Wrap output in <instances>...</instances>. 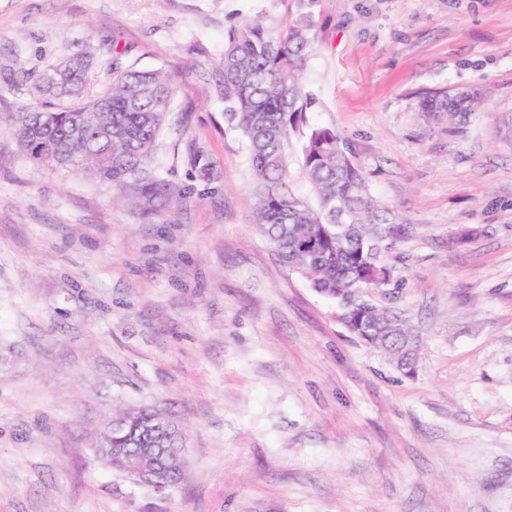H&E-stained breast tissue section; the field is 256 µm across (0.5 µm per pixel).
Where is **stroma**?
<instances>
[{
	"instance_id": "35a3bbf8",
	"label": "stroma",
	"mask_w": 512,
	"mask_h": 512,
	"mask_svg": "<svg viewBox=\"0 0 512 512\" xmlns=\"http://www.w3.org/2000/svg\"><path fill=\"white\" fill-rule=\"evenodd\" d=\"M300 0H0V113L46 66L108 43L161 69L154 169L192 194L144 219L84 173L31 162L0 122V512H512V0H315L311 124L347 143L391 229L373 294L413 376L350 335L251 222L224 123L226 34ZM428 91L475 99L433 120ZM185 432L180 484L94 460L114 409Z\"/></svg>"
}]
</instances>
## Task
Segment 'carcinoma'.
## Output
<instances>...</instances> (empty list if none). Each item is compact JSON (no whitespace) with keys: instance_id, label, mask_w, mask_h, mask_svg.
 <instances>
[{"instance_id":"cac0c4a2","label":"carcinoma","mask_w":512,"mask_h":512,"mask_svg":"<svg viewBox=\"0 0 512 512\" xmlns=\"http://www.w3.org/2000/svg\"><path fill=\"white\" fill-rule=\"evenodd\" d=\"M313 42L310 12L271 33L258 22L232 30L224 44L222 77L224 121L246 142L258 183L253 223L268 238L279 260L300 273L321 296L343 304L351 315L347 329L394 360L401 372L416 360L414 339L402 321L365 298L364 292L389 285L379 280V251L360 249L373 241L372 228L389 223L369 195L365 179L351 163L335 131L310 127L309 96L302 82ZM35 93L46 98L33 112L21 104L9 114L17 141L31 160L80 170L106 182L119 198L151 218L163 205L183 206L188 195L159 178L152 166L157 140L171 112V78L158 70L112 67V83L94 88V66L68 75L51 66L38 78ZM465 98L428 94L420 109L432 117L464 112ZM102 129L112 131L106 142ZM304 135L303 167L315 204L288 185V146ZM331 224L351 225L341 246L328 234ZM121 429L112 432L106 462L126 474L120 448L177 446L176 423L148 406L118 412Z\"/></svg>"}]
</instances>
